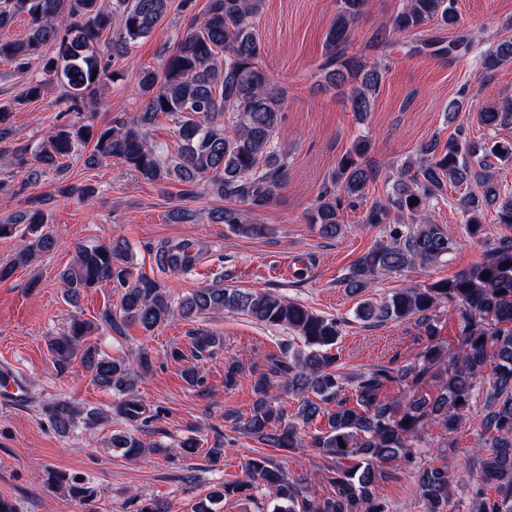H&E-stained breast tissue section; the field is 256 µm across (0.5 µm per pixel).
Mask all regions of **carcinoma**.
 I'll return each instance as SVG.
<instances>
[{
    "label": "carcinoma",
    "mask_w": 512,
    "mask_h": 512,
    "mask_svg": "<svg viewBox=\"0 0 512 512\" xmlns=\"http://www.w3.org/2000/svg\"><path fill=\"white\" fill-rule=\"evenodd\" d=\"M364 4L365 0H339L324 38L321 65L328 82L352 85L348 102L360 117L373 110L386 69L383 60L368 65L347 52L351 26ZM260 6L261 0H208L203 16L192 19L161 69L139 72L137 84L145 107L129 123L115 121L96 129L73 121L49 132L34 147L17 145L11 126L13 104H1L0 154H10L22 184L32 185L50 170L66 169L78 147L91 142L86 165L117 159L152 183L178 182L188 186V193L206 186L241 204L212 212L213 222L235 234H271L270 227L248 220L251 212L276 199L288 176V156L275 142L284 94L270 87L253 28ZM169 8L170 0H0L1 32L19 16L29 18L25 37L0 36V59L13 62L19 72L38 62L44 74L63 84L70 111L80 116L84 101L112 79L111 58L153 32ZM430 22L457 26L454 0H406L389 27L393 34L415 35ZM479 60L485 74L512 62V39L488 46ZM228 113L234 116L230 123L225 122ZM161 114L171 117L177 127L179 146L174 155L162 154L147 135L146 127ZM479 119L490 130L511 123L512 102L485 109ZM369 150L367 140L353 142L338 159L331 186L307 214V222L318 225L322 236L339 234L344 203L364 197L377 178L365 161ZM497 163L512 165V143L471 141L458 135L425 144L418 157L402 164L385 199L373 201L367 209L363 223L383 226L387 242L351 263L342 278L345 288L365 292L382 274L435 264L448 256L454 243L442 225L431 222L429 213L442 203L449 186L460 191L456 204L468 238L484 239L490 212L492 223L512 227V192L502 188L491 172ZM43 227L44 215L34 206L0 224V238L19 235L23 241L15 257L0 264V281L55 247ZM60 280L72 305L103 283L121 289L119 309H105L97 322L73 317L68 330L50 338L47 347L59 370L77 361L97 386L118 393L112 414L133 427L150 419L146 404L133 389L138 374L150 371L151 361L142 354L134 369L126 359L103 352L91 341L100 325L118 332L132 322L151 333L176 316L191 320L205 312L227 310L259 324L282 327L303 341L304 353L288 343L280 353L254 364L256 399L243 429L268 447L297 448L301 446L298 424L322 417L325 428L311 435V447L330 461L325 478L333 495L305 497L300 480L259 453L247 459L248 479L219 485L197 503L195 512H213L215 502L259 487L272 498L271 512H388L374 487L409 471L416 473L425 512H448L454 496L448 466H422L418 461L423 428L437 423L453 432L479 397L484 409L474 448L479 475L467 512H512V236L494 240L485 259L452 279L401 288L380 302L362 303L356 318L411 320L425 333L426 342L408 364L394 368L377 364L354 376L341 372L339 357L333 353L344 319L321 315L262 289L201 288L175 307L163 282L134 275L129 246L120 237L78 247ZM444 304L459 311L462 323L453 350L436 336L437 311ZM191 345L194 357L206 359L223 348L224 341L197 334ZM430 381L435 383L432 394L423 391ZM276 383L300 399L291 419L272 405L269 390ZM348 383L354 385L353 404L342 396ZM394 383L406 388L408 397L382 401L381 391ZM45 411L60 433L76 428L80 420L90 426L112 415L93 410L80 419V409L63 398L49 403ZM341 442L345 447L339 446ZM110 443L134 459L168 451L130 431L112 435ZM385 465L389 470H383ZM50 479L66 489L82 512H95L94 491L85 479L64 473H52ZM489 484L497 489L493 498L484 490Z\"/></svg>",
    "instance_id": "carcinoma-1"
}]
</instances>
